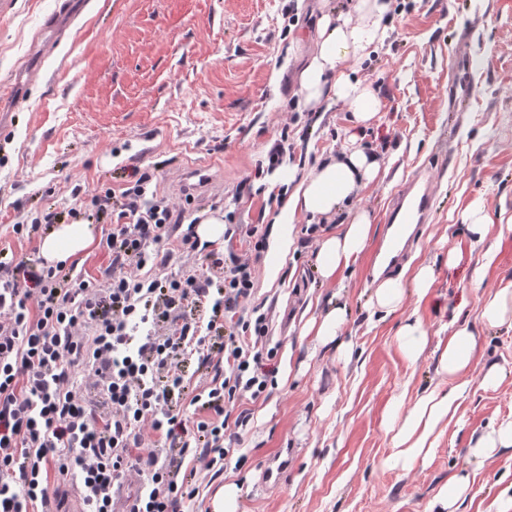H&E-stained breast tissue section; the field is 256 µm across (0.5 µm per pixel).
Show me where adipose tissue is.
<instances>
[{"label":"adipose tissue","instance_id":"adipose-tissue-1","mask_svg":"<svg viewBox=\"0 0 512 512\" xmlns=\"http://www.w3.org/2000/svg\"><path fill=\"white\" fill-rule=\"evenodd\" d=\"M392 8L390 0H356L348 15L323 14L318 23V39L308 63L300 73V87L307 105L325 101L347 106L355 123L368 124L380 110V100L370 85L351 79L344 66L364 60L385 38L382 20ZM381 170L376 156L354 147L342 156L318 163L308 176L297 178L294 168L275 171L274 181L293 184L286 213L275 224L273 236L282 252H289L292 237L288 219L295 214L332 217L364 183ZM374 233L368 213L360 212L336 234L326 237L319 248L318 269L324 280H333L338 270L348 267L367 247ZM94 242L87 224H60L41 243V253L51 264L77 258ZM438 372L448 377V391L430 390L422 394L405 417L395 436V461L413 467L426 448L432 447L454 419L458 402L467 388L465 375L477 357L474 332L466 325L452 326L438 344Z\"/></svg>","mask_w":512,"mask_h":512}]
</instances>
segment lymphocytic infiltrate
<instances>
[{
	"label": "lymphocytic infiltrate",
	"instance_id": "1",
	"mask_svg": "<svg viewBox=\"0 0 512 512\" xmlns=\"http://www.w3.org/2000/svg\"><path fill=\"white\" fill-rule=\"evenodd\" d=\"M152 181L136 170L120 196L108 189L96 196L101 213L112 198L120 200L102 277L41 259L0 262V512H49L53 482L71 475L89 512H114L116 490L131 469L143 484L129 512H177L193 492L179 470L160 463L146 434L180 444L206 468L223 467L247 424L245 416H231V406L267 390L268 316L243 307L256 274L248 256L260 252V239L252 230L241 236L226 229L246 253L212 256L224 269L220 297L197 274L161 275L174 254L195 251L198 238ZM190 299L211 301L213 315L229 324L217 356L222 372L196 387L180 359L204 354L210 329L182 318ZM160 322L168 326L162 336L154 330ZM78 370L106 395L108 413L80 392ZM183 397L195 407L193 418L172 409Z\"/></svg>",
	"mask_w": 512,
	"mask_h": 512
}]
</instances>
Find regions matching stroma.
<instances>
[{
    "label": "stroma",
    "mask_w": 512,
    "mask_h": 512,
    "mask_svg": "<svg viewBox=\"0 0 512 512\" xmlns=\"http://www.w3.org/2000/svg\"><path fill=\"white\" fill-rule=\"evenodd\" d=\"M6 2L0 92L14 96L0 104V249L39 258L40 238L17 240L13 224L90 209L101 189L121 188L136 168L153 174L158 195L179 202L185 220L229 216L263 237L249 303L269 317L272 384L232 409L248 418L244 464L228 461L217 473L163 448L194 473L183 512H216L228 484L238 490L236 512H430L449 477L464 472L462 512H488L498 480L512 474V456L472 450L491 422L512 420V326L482 317L487 295L512 286V232L502 228L512 218V0H410V10L388 13L382 44L356 71L382 102L365 126L343 105H306L299 84L321 14L351 11V0H88L48 53L40 47L59 0ZM460 44L469 57L462 75L454 68ZM460 78L470 98L452 113L448 85ZM277 143L305 172L352 146L377 155L384 172L334 220L295 215L293 245L274 276L268 249L288 198L259 167ZM202 166L218 186L185 201L184 179ZM422 168L439 186L433 221L395 270L402 307L384 315L372 298L385 216ZM477 204L490 224L480 244L465 221ZM360 208L371 215L372 240L323 281V239ZM423 265L433 283L420 299L414 276ZM337 306L346 311L338 342L303 335L308 320ZM410 317L427 332L412 362L396 336ZM455 317L480 347L469 390L425 462L390 467L393 414H408L419 393L441 384L435 349ZM491 368L500 381L487 389ZM283 452L286 476L266 483V465Z\"/></svg>",
    "instance_id": "stroma-1"
}]
</instances>
